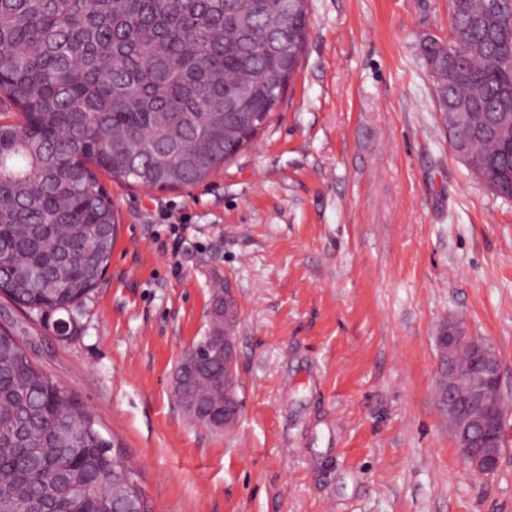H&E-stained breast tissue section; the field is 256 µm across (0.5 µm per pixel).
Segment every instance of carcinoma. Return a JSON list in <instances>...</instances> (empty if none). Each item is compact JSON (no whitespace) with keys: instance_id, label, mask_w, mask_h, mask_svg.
<instances>
[{"instance_id":"cac0c4a2","label":"carcinoma","mask_w":512,"mask_h":512,"mask_svg":"<svg viewBox=\"0 0 512 512\" xmlns=\"http://www.w3.org/2000/svg\"><path fill=\"white\" fill-rule=\"evenodd\" d=\"M448 42L422 58L453 149L512 196V0H449ZM308 38V0H0V293L67 312L105 273L117 236L95 170L158 189L198 183L269 124ZM278 82L269 84L262 75ZM236 101L224 110V99ZM469 121L460 125L455 113ZM224 293L207 335H224ZM224 360L175 382L188 418L224 400ZM78 397L0 333V512H72L102 500L149 512Z\"/></svg>"}]
</instances>
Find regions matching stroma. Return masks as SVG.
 <instances>
[{
  "label": "stroma",
  "mask_w": 512,
  "mask_h": 512,
  "mask_svg": "<svg viewBox=\"0 0 512 512\" xmlns=\"http://www.w3.org/2000/svg\"><path fill=\"white\" fill-rule=\"evenodd\" d=\"M270 123L187 188L98 178L120 224L67 335L0 295V330L78 396L150 512H512V412L489 476L435 399V338L462 320L512 397V200L454 152L420 56L448 0H309ZM230 288L242 411L191 422L171 390Z\"/></svg>",
  "instance_id": "obj_1"
}]
</instances>
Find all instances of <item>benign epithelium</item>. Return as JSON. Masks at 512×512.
Instances as JSON below:
<instances>
[{
    "mask_svg": "<svg viewBox=\"0 0 512 512\" xmlns=\"http://www.w3.org/2000/svg\"><path fill=\"white\" fill-rule=\"evenodd\" d=\"M439 341V374L445 377L446 388L438 398L444 405L445 419L465 462L476 473L491 475L497 471L503 454L496 418L487 412L490 391L503 399L500 360L486 340L468 335L455 323L442 329ZM217 348L224 353V403L219 421L220 427L229 429L238 420L242 407L236 392L239 379L233 337H224ZM464 349L474 353L470 366L460 360Z\"/></svg>",
    "mask_w": 512,
    "mask_h": 512,
    "instance_id": "7a95c632",
    "label": "benign epithelium"
}]
</instances>
